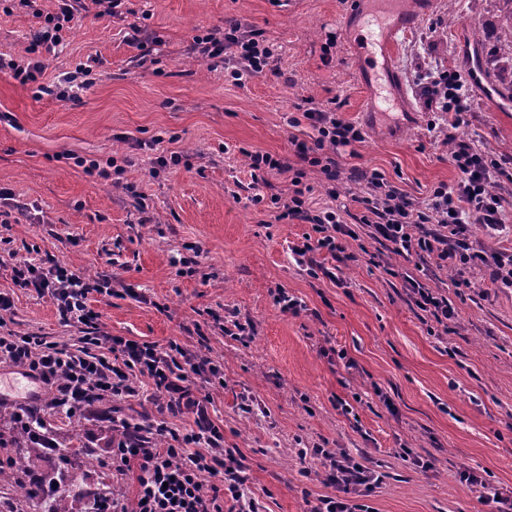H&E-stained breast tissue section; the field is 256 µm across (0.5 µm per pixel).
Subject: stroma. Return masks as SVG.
<instances>
[{
  "label": "stroma",
  "instance_id": "obj_1",
  "mask_svg": "<svg viewBox=\"0 0 512 512\" xmlns=\"http://www.w3.org/2000/svg\"><path fill=\"white\" fill-rule=\"evenodd\" d=\"M0 0V57H25L42 14L56 0ZM119 16L96 7L76 13L44 60L38 81L0 73V293L11 296L8 330L71 350L82 327L63 323L50 295L14 285L11 267L51 254L82 274L109 280L94 295L103 331L165 347L178 343L209 356L224 374L208 412L224 445L243 453L247 487L263 512H305L335 495L320 461L299 451L320 445L385 473L365 502L374 512H494L488 487L512 491V288H491L483 271L470 287L430 259L421 278L447 296L458 317L438 326L405 286L411 264L373 240H346L357 261L336 265V279L312 276L291 253L310 224L276 220L271 195H287L290 177L254 182L247 152L288 157L308 124L289 126L298 103L337 100L363 127L355 150L339 149L337 197L318 174L312 209L336 208L354 224L360 205L351 175L378 170L416 202L438 184L456 185L443 127L415 96L417 67L438 62L468 71L477 49L504 37L499 0H432L416 23L394 36L396 95L385 101L359 79L354 36L343 23L349 0H123ZM236 19L260 30L277 52L262 74L232 81L221 59L202 57L193 38ZM60 99L55 89L78 65ZM461 131L480 148L512 161V110L470 81ZM185 164L151 176L157 157ZM108 169L87 176L82 162ZM135 296H127L125 288ZM286 289L300 304L281 312L271 297ZM248 336L225 335L234 321ZM54 416L60 445L83 446L67 468L25 451L28 471L68 484L120 489L132 498L133 475L116 477L103 461L112 425L103 413ZM411 451L429 464L403 458ZM309 477H300L302 468ZM471 470L485 486L460 480Z\"/></svg>",
  "mask_w": 512,
  "mask_h": 512
}]
</instances>
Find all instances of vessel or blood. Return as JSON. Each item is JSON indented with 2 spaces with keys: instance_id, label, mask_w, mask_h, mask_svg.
<instances>
[{
  "instance_id": "vessel-or-blood-1",
  "label": "vessel or blood",
  "mask_w": 512,
  "mask_h": 512,
  "mask_svg": "<svg viewBox=\"0 0 512 512\" xmlns=\"http://www.w3.org/2000/svg\"><path fill=\"white\" fill-rule=\"evenodd\" d=\"M351 14L356 19L355 54L358 65L369 76L388 71L390 67L391 35L402 25H412L417 13L408 0H351Z\"/></svg>"
}]
</instances>
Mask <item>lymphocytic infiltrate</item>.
Returning <instances> with one entry per match:
<instances>
[{
  "mask_svg": "<svg viewBox=\"0 0 512 512\" xmlns=\"http://www.w3.org/2000/svg\"><path fill=\"white\" fill-rule=\"evenodd\" d=\"M82 8L81 0H59L57 13L45 16L44 26L29 46V59L0 61V71L8 70L22 84L35 81L44 68L43 55L61 43L65 24ZM195 46L204 56L223 57L225 69L237 81L264 72L273 56V47L261 32L245 29L236 20L228 21L224 31L196 37ZM414 83L425 111L447 121L450 128L463 125L470 104L467 81L459 71L424 65L417 69ZM289 122L308 123L315 132L311 141L295 142V161L252 152L249 167L255 172L290 173L287 196H272L271 202L277 205L280 219L311 224V235L293 246L292 252L317 271L321 265L315 254L325 251L339 256L344 251L341 237L352 236L353 231L336 210L311 209L313 187L306 181L307 171L318 169L328 195L336 196L340 177L336 151L362 142L364 134L335 107L323 104H310ZM450 162L459 173L457 184L435 186L422 205L380 172L359 171L363 193L357 201L363 211L357 222L366 227L370 238L416 266L434 256L459 272L485 270L491 284L512 288V252L488 249L470 237L471 225H481L492 236L505 224L512 201L494 186L512 177V172L467 139L455 141ZM11 272L15 286L50 294L61 320L88 331L84 349L77 352L41 336L0 331V363L25 369L52 393L46 408L18 406L12 414L15 430L33 436L39 448L55 450L45 410L83 415L104 400L136 396L141 379H148L156 407L174 415L190 410L195 426L182 433L162 418L113 417L109 461L116 474L135 472L137 490L129 506L118 497L99 496L102 512H260L244 488L248 480L244 455L225 447L223 430L195 395L197 387L224 385V375L211 358L174 342L162 348L101 331L89 299L110 293L109 282L76 273L58 259H48L43 267L20 262ZM312 455L322 460L327 481L338 494L322 497L311 512H369L361 499L382 483V474L327 448H314Z\"/></svg>",
  "mask_w": 512,
  "mask_h": 512,
  "instance_id": "obj_1",
  "label": "lymphocytic infiltrate"
}]
</instances>
